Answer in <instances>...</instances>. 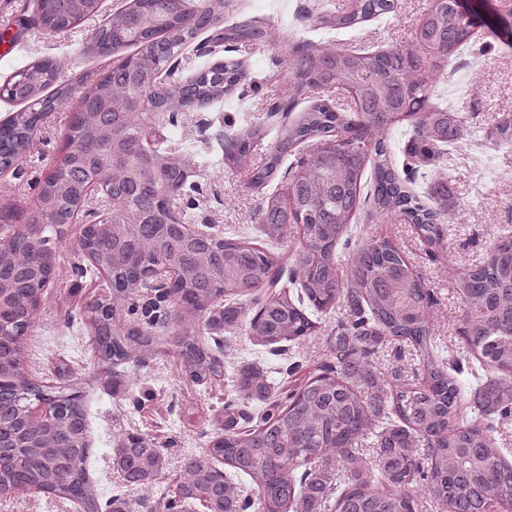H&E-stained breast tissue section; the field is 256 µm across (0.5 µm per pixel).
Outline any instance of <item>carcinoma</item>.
Returning <instances> with one entry per match:
<instances>
[{"instance_id":"cac0c4a2","label":"carcinoma","mask_w":512,"mask_h":512,"mask_svg":"<svg viewBox=\"0 0 512 512\" xmlns=\"http://www.w3.org/2000/svg\"><path fill=\"white\" fill-rule=\"evenodd\" d=\"M396 0H348L324 5V26L354 28L394 11ZM100 0H36L28 23L75 26L99 12ZM224 0L208 12L193 0H129L100 28L86 52L106 57L136 47L134 55L106 70L83 88L72 113L58 166L43 181L37 210L48 222L23 228L0 241V495L11 498L34 485L61 499H76L83 512H102L89 481L84 395L30 382L24 372L21 337L32 326L44 288L54 273L52 237L74 223L87 193L99 186L112 199V216L91 224L79 237V250L91 261L89 272L106 275L109 295L88 304L85 315L94 335L92 350L118 365L156 348L146 326L125 332L112 328L117 307L138 299L153 272L175 267L170 294L185 311L224 306L210 317L213 330L230 328L254 308L252 337L286 354L316 331L310 314H327L342 303L349 318L336 324L330 359L318 372L277 394L275 385L249 365L227 375L213 350L185 330L180 342L182 369L198 384L224 377L244 402L224 405L223 432L200 455L188 459L185 475L167 498L169 512L197 505L205 512H419L422 491L448 512H512V451L494 436L500 420L512 415V237L502 239L489 259L462 273L464 309L457 328L466 342V362L440 354L426 321L429 291L414 277L397 245L389 239L352 245L358 213L385 217L399 213L434 243L444 239V212L412 187L417 169L449 155L464 124L460 113L429 103L428 77L416 49L382 53L349 47L328 51L310 39L291 45L293 93L272 112H293L311 104L278 129L264 163L252 168L250 182L265 187L283 162L303 145L313 153L295 159L288 182L290 203L266 197L261 224L271 245L290 224L304 225L296 293L278 289L281 277L270 252L242 239L187 232L182 199L195 191L181 151L148 148L143 113L133 103L149 93L156 71H170L167 88L154 94V113L175 115L195 104L219 103L245 79L242 64L227 59L202 67L192 78L176 77L175 60L198 35L232 52L256 47L266 32L258 20L219 27ZM477 20L460 11L457 0H428L415 42L443 62L470 47ZM512 29L504 15L489 36L512 47L499 29ZM357 88L358 108L323 94ZM73 86L57 82L55 65L25 67L0 86V96L28 106L0 123V169L29 147L43 114L66 103ZM422 114L404 151L402 168L392 161L383 134L396 120ZM267 129L250 126L224 139V161L246 162ZM490 136L512 144V114L492 127ZM371 169L370 188L362 178ZM353 249L349 281L338 272L339 250ZM312 313H307V310ZM392 344L415 353V379L394 370L391 379L372 371L376 348ZM471 376L464 385L459 376ZM265 404L258 416L246 402ZM45 401L48 422L27 424L25 404ZM373 452L371 461L365 452ZM223 464L229 470L222 471ZM123 482L138 488L158 480L162 449L140 433L128 435L113 456ZM248 477L249 490L239 482Z\"/></svg>"}]
</instances>
